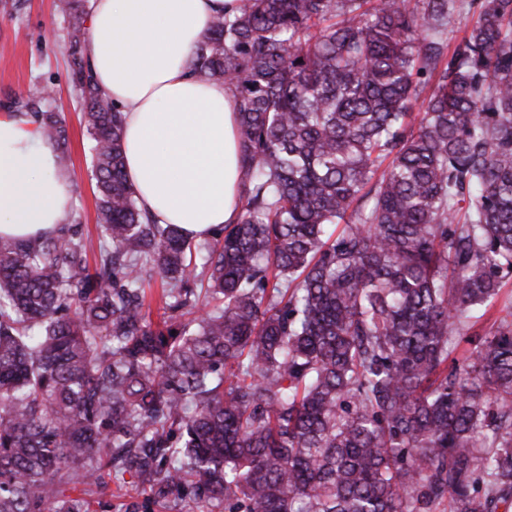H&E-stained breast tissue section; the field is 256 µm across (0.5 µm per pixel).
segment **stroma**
<instances>
[{
	"label": "stroma",
	"mask_w": 512,
	"mask_h": 512,
	"mask_svg": "<svg viewBox=\"0 0 512 512\" xmlns=\"http://www.w3.org/2000/svg\"><path fill=\"white\" fill-rule=\"evenodd\" d=\"M65 25L55 0H24L21 11L0 6V112L43 88L55 91L46 110L65 120L69 173L75 184L71 219L79 225L88 262L98 257L103 236L97 224L96 186L91 175V140L80 121L81 105L69 82L71 59Z\"/></svg>",
	"instance_id": "35a3bbf8"
}]
</instances>
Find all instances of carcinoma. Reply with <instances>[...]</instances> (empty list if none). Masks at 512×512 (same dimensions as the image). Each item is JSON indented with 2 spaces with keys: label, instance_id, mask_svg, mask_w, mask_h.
<instances>
[{
  "label": "carcinoma",
  "instance_id": "1",
  "mask_svg": "<svg viewBox=\"0 0 512 512\" xmlns=\"http://www.w3.org/2000/svg\"><path fill=\"white\" fill-rule=\"evenodd\" d=\"M241 2L192 59L244 168L202 255L139 207L59 0L104 239L92 272L76 224L0 236V512H91L66 486L105 475L198 512L511 505L512 302L471 329L512 280V0ZM19 106L68 169L61 116Z\"/></svg>",
  "mask_w": 512,
  "mask_h": 512
}]
</instances>
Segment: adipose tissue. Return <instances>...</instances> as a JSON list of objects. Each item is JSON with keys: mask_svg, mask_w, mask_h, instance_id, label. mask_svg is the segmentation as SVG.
<instances>
[{"mask_svg": "<svg viewBox=\"0 0 512 512\" xmlns=\"http://www.w3.org/2000/svg\"><path fill=\"white\" fill-rule=\"evenodd\" d=\"M239 0H89V59L124 115L125 171L141 205L193 239L238 219L243 169L227 85L190 65L211 18ZM74 185L25 112L0 114V235L37 240L67 223Z\"/></svg>", "mask_w": 512, "mask_h": 512, "instance_id": "1", "label": "adipose tissue"}]
</instances>
